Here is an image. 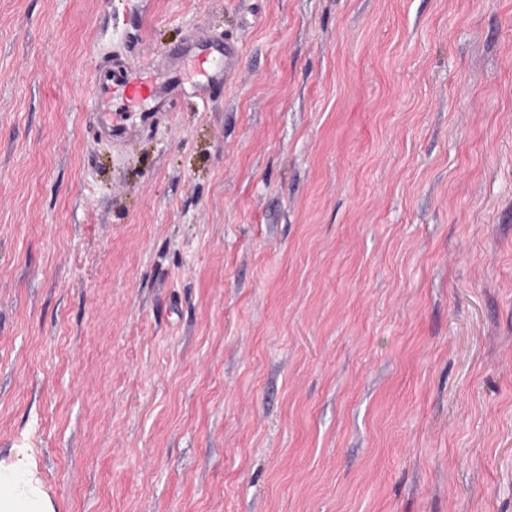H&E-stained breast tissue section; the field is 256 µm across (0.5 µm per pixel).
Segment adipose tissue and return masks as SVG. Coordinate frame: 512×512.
<instances>
[{"instance_id":"obj_1","label":"adipose tissue","mask_w":512,"mask_h":512,"mask_svg":"<svg viewBox=\"0 0 512 512\" xmlns=\"http://www.w3.org/2000/svg\"><path fill=\"white\" fill-rule=\"evenodd\" d=\"M0 512H55L28 455L11 462L0 460Z\"/></svg>"}]
</instances>
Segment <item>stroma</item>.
<instances>
[{"label":"stroma","mask_w":512,"mask_h":512,"mask_svg":"<svg viewBox=\"0 0 512 512\" xmlns=\"http://www.w3.org/2000/svg\"><path fill=\"white\" fill-rule=\"evenodd\" d=\"M23 449L56 512H512V0H0ZM236 59V50L225 42L224 44V65H213L206 58H198L197 62L202 72L204 73L205 81L202 84H197L204 90H211L212 88L224 84L230 70L232 69ZM159 71L149 67L148 75L146 72L135 69L121 83L116 84L111 89L100 87L98 79L93 82L94 95L99 103L98 109L94 115L108 114V99L106 94L118 95L132 107H140L143 102L148 99H158L161 97L162 91L156 81V74Z\"/></svg>","instance_id":"35a3bbf8"}]
</instances>
